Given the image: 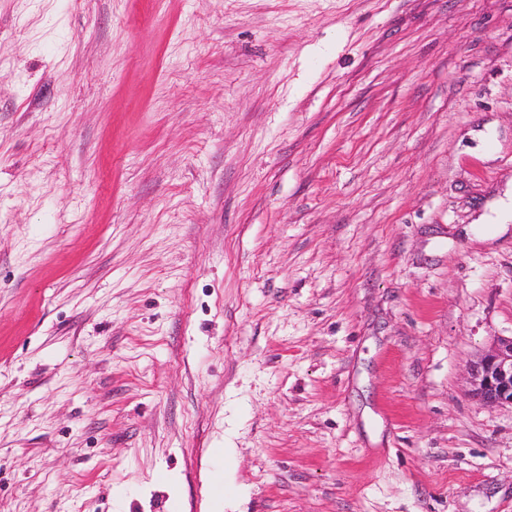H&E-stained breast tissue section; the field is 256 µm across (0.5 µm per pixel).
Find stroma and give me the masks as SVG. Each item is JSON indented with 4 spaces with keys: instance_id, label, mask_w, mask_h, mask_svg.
<instances>
[{
    "instance_id": "35a3bbf8",
    "label": "stroma",
    "mask_w": 512,
    "mask_h": 512,
    "mask_svg": "<svg viewBox=\"0 0 512 512\" xmlns=\"http://www.w3.org/2000/svg\"><path fill=\"white\" fill-rule=\"evenodd\" d=\"M512 0H0V512H512ZM468 394L484 406H512V336L498 338L468 372Z\"/></svg>"
}]
</instances>
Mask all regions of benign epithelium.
Segmentation results:
<instances>
[{"label":"benign epithelium","mask_w":512,"mask_h":512,"mask_svg":"<svg viewBox=\"0 0 512 512\" xmlns=\"http://www.w3.org/2000/svg\"><path fill=\"white\" fill-rule=\"evenodd\" d=\"M468 394L484 406L512 405V336L497 339L470 365Z\"/></svg>","instance_id":"benign-epithelium-1"}]
</instances>
